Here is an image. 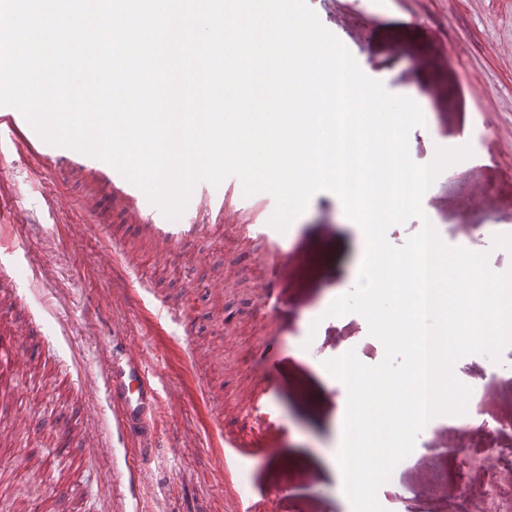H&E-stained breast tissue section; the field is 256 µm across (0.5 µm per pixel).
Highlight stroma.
<instances>
[{
  "label": "stroma",
  "mask_w": 512,
  "mask_h": 512,
  "mask_svg": "<svg viewBox=\"0 0 512 512\" xmlns=\"http://www.w3.org/2000/svg\"><path fill=\"white\" fill-rule=\"evenodd\" d=\"M321 23L369 77L412 98L427 116L409 136V153L430 163L435 146L466 136L478 160L444 171L423 208L440 238L489 254L490 268L512 267L492 246L512 234V0H309ZM364 235L338 197L315 194L288 228L283 310L260 314L255 285L268 245L232 228L203 230L170 246L150 226L126 223L124 204L85 167L65 185L52 167L0 136V336L21 333L23 362L0 393V512L28 496L55 512H230L235 494L272 496L278 512H352L329 464L347 394L325 360L355 351L367 365L384 358L361 315L324 316L334 292L349 293L364 257ZM121 262L135 294L120 303L113 269ZM195 323L184 335L176 314ZM313 340H305L307 327ZM123 334L147 363H159L163 408L158 432L176 450L127 451L115 434L105 384V354ZM275 336L271 380L284 427L273 448L248 468L229 469L215 450L235 427L239 395L260 383L253 357ZM457 378L471 395L467 416L512 420V346L498 362L462 357ZM65 440L72 461L41 478L48 437ZM512 448L511 433L466 431L437 421L378 490L385 512H488V473L473 469L468 494L456 492L457 451ZM142 463L138 499L127 496V469Z\"/></svg>",
  "instance_id": "35a3bbf8"
}]
</instances>
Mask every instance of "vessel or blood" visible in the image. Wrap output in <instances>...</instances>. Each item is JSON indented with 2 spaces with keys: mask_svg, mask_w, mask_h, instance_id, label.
Here are the masks:
<instances>
[{
  "mask_svg": "<svg viewBox=\"0 0 512 512\" xmlns=\"http://www.w3.org/2000/svg\"><path fill=\"white\" fill-rule=\"evenodd\" d=\"M20 146L27 153L37 148L42 153L50 154L51 164L63 173L72 168L77 160L76 150L50 144L36 133L21 140ZM86 163L96 176L109 179L116 195L125 200L127 223L150 225L156 237L170 244L182 242L205 226L236 223L238 206L248 203L247 197L243 196L240 197L238 206L232 207L225 204L224 192L212 191L204 194L201 199L198 220L187 224H174L148 201L142 190L126 180L110 164L95 157L87 158ZM242 230L275 245L274 251L262 259L266 273L260 285L265 313L275 314L279 303L278 278L289 257L284 246L286 235L268 224H246L242 226ZM21 359L19 341L14 338H0V374L13 376ZM107 367V388L112 407L119 415L116 427L118 441L125 446L154 441L160 406L157 368L147 366L122 336L113 337L108 347ZM266 395L267 392L263 389L250 393L242 430L224 437V459L234 466H242L255 452V442L246 439L245 433L253 429L260 415L266 412Z\"/></svg>",
  "mask_w": 512,
  "mask_h": 512,
  "instance_id": "vessel-or-blood-1",
  "label": "vessel or blood"
}]
</instances>
